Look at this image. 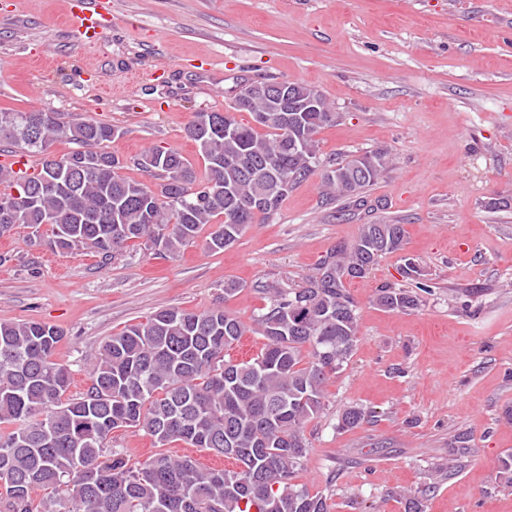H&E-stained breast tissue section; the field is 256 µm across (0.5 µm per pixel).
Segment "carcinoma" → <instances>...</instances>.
I'll return each instance as SVG.
<instances>
[{"instance_id":"carcinoma-1","label":"carcinoma","mask_w":512,"mask_h":512,"mask_svg":"<svg viewBox=\"0 0 512 512\" xmlns=\"http://www.w3.org/2000/svg\"><path fill=\"white\" fill-rule=\"evenodd\" d=\"M300 97H316L318 112H290L283 124L271 99L253 85L236 95L231 112L194 113L188 139L207 176L200 180L177 150L161 146L127 164L106 149L118 131L94 121H67L47 112L0 110V142L39 160L21 175L0 165V199L21 206L16 219L0 214V236L25 224L52 228L49 245L91 249L113 259L130 244L158 245L171 256L212 230L206 249L220 251L257 219L274 214L288 194L244 218L237 205L259 198L265 182L288 186L320 166L327 198L356 197L377 183L386 153L366 151L334 164L320 158V132L336 123L313 86L297 82ZM236 112H263L256 125ZM237 127L224 135V118ZM75 145L58 154L52 146ZM150 169L148 185L122 174ZM402 224H363L336 245L300 288L257 286L266 304L249 326L222 307L198 312L165 309L129 324L102 346L89 384L71 391L68 366L55 354L64 332L38 321L0 323V512H329L326 497L294 483L308 454L305 429L324 408L327 382L348 363L359 341L357 305L346 287L386 254L403 250ZM415 290L381 288L376 303L390 312L419 307L428 292L421 268L404 259ZM263 337L249 360L225 359L241 337ZM373 411L343 409L341 430ZM144 431L160 450L133 460L111 446L117 430ZM181 442L236 462L233 469L201 466L165 446Z\"/></svg>"}]
</instances>
